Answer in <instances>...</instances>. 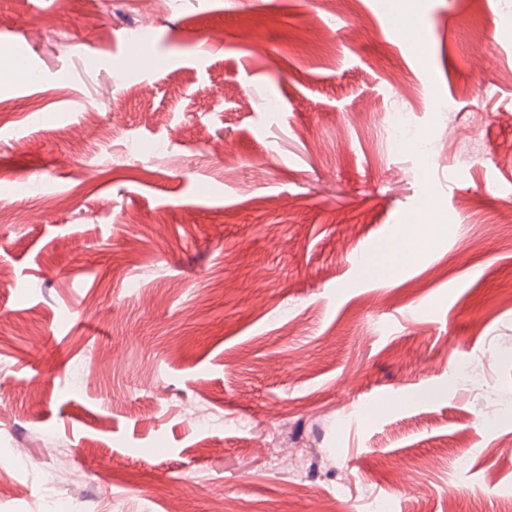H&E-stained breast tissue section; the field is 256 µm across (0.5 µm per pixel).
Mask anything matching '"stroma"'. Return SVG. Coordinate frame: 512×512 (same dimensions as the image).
I'll list each match as a JSON object with an SVG mask.
<instances>
[{"label":"stroma","mask_w":512,"mask_h":512,"mask_svg":"<svg viewBox=\"0 0 512 512\" xmlns=\"http://www.w3.org/2000/svg\"><path fill=\"white\" fill-rule=\"evenodd\" d=\"M510 153L512 0H0V512H512Z\"/></svg>","instance_id":"obj_1"}]
</instances>
